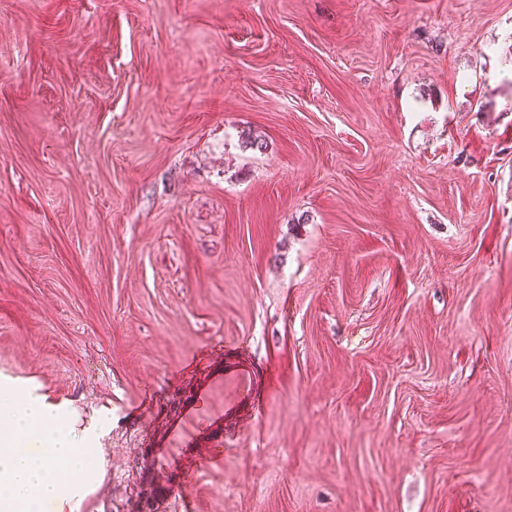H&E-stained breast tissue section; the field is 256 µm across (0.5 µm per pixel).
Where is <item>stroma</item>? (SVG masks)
I'll return each instance as SVG.
<instances>
[{
	"instance_id": "obj_1",
	"label": "stroma",
	"mask_w": 512,
	"mask_h": 512,
	"mask_svg": "<svg viewBox=\"0 0 512 512\" xmlns=\"http://www.w3.org/2000/svg\"><path fill=\"white\" fill-rule=\"evenodd\" d=\"M0 374L74 512H512V0H0Z\"/></svg>"
}]
</instances>
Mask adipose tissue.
Listing matches in <instances>:
<instances>
[{"instance_id": "adipose-tissue-1", "label": "adipose tissue", "mask_w": 512, "mask_h": 512, "mask_svg": "<svg viewBox=\"0 0 512 512\" xmlns=\"http://www.w3.org/2000/svg\"><path fill=\"white\" fill-rule=\"evenodd\" d=\"M59 409L0 382V512L79 502L104 461Z\"/></svg>"}]
</instances>
